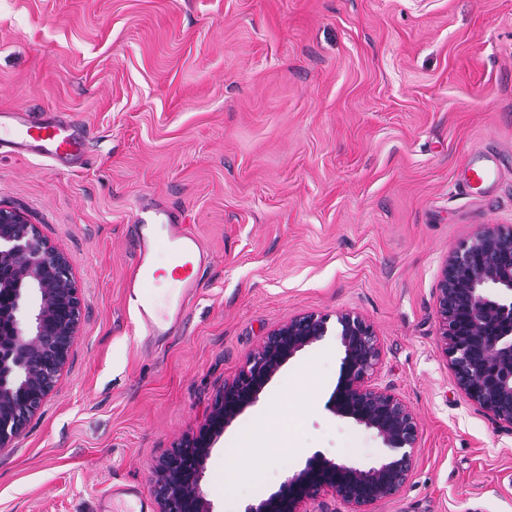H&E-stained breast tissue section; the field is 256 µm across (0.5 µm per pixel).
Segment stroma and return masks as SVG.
<instances>
[{"mask_svg": "<svg viewBox=\"0 0 512 512\" xmlns=\"http://www.w3.org/2000/svg\"><path fill=\"white\" fill-rule=\"evenodd\" d=\"M1 108L60 114L90 149L64 170L0 150V204L71 257L83 303L52 392L0 449V512L151 494L157 457L308 312L365 318L378 376L420 424L408 481L369 512H512V428L457 389L435 292L451 251L512 225V0H0ZM148 203L214 256L177 333L151 341L125 288ZM341 358L332 337L297 354L225 431L202 482L214 512H244L318 453L382 457L327 408ZM256 425L288 459L253 481Z\"/></svg>", "mask_w": 512, "mask_h": 512, "instance_id": "35a3bbf8", "label": "stroma"}]
</instances>
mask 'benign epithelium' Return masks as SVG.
Returning <instances> with one entry per match:
<instances>
[{
  "instance_id": "benign-epithelium-1",
  "label": "benign epithelium",
  "mask_w": 512,
  "mask_h": 512,
  "mask_svg": "<svg viewBox=\"0 0 512 512\" xmlns=\"http://www.w3.org/2000/svg\"><path fill=\"white\" fill-rule=\"evenodd\" d=\"M72 261L16 208L0 205V448L26 431L65 367L81 324ZM442 350L472 405L512 427V226L488 225L446 259L436 288ZM307 313L269 331L237 376L215 395L204 421L154 465L158 512H213L201 481L224 431L260 399L298 353L336 337L340 376L328 409L376 433L387 455L369 468L315 455L281 488L245 512H308L327 493L343 512H367L397 494L415 464L420 432L404 400L378 383L381 348L352 312Z\"/></svg>"
}]
</instances>
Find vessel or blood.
<instances>
[{
	"label": "vessel or blood",
	"mask_w": 512,
	"mask_h": 512,
	"mask_svg": "<svg viewBox=\"0 0 512 512\" xmlns=\"http://www.w3.org/2000/svg\"><path fill=\"white\" fill-rule=\"evenodd\" d=\"M2 147L71 168L86 160L87 132L59 115L34 114L18 108L0 113ZM133 232L137 251L127 288L136 303L141 333L150 339L172 335L187 300L201 284V271L209 266L213 256L198 237L186 231L176 212L163 207H140L134 217ZM160 243L171 255V276L177 282V292L164 312L159 310L152 290V254Z\"/></svg>",
	"instance_id": "vessel-or-blood-1"
}]
</instances>
